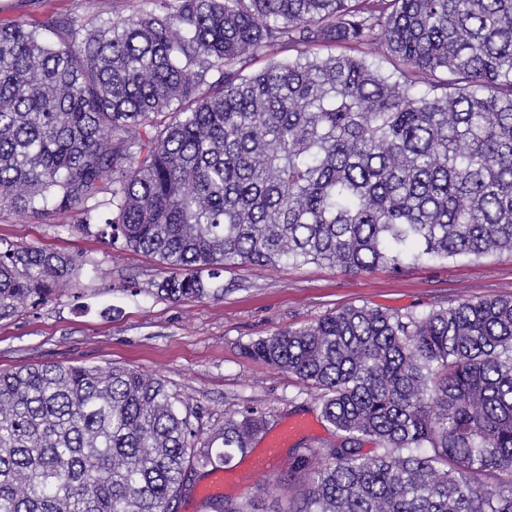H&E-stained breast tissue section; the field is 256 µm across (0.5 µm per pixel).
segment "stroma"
Listing matches in <instances>:
<instances>
[{"label": "stroma", "mask_w": 512, "mask_h": 512, "mask_svg": "<svg viewBox=\"0 0 512 512\" xmlns=\"http://www.w3.org/2000/svg\"><path fill=\"white\" fill-rule=\"evenodd\" d=\"M130 0H0V23L67 16L109 19ZM71 216L47 223L0 210V240L82 256L76 278L45 300L0 319V371L27 364L126 366L156 375L188 406L199 438L225 417L252 407L267 420L246 455L202 469L177 512H211L210 499L245 512H288L306 480L290 450L318 448L334 435L321 416L320 392L295 376L249 359L251 341L295 329L350 306L418 314L464 299L512 296V254L425 261L399 271L348 274L328 264L225 266L218 296L172 301L154 295L164 276L157 259L73 231ZM136 291H128V283Z\"/></svg>", "instance_id": "obj_1"}]
</instances>
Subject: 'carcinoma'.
I'll return each instance as SVG.
<instances>
[{"label":"carcinoma","mask_w":512,"mask_h":512,"mask_svg":"<svg viewBox=\"0 0 512 512\" xmlns=\"http://www.w3.org/2000/svg\"><path fill=\"white\" fill-rule=\"evenodd\" d=\"M141 2L0 24L1 206L77 211L172 300L217 295L228 264L512 252V0ZM85 265L1 240L0 319ZM244 354L320 390L336 435L299 456L297 512H512V298L348 307ZM177 402L127 367L1 371L0 512H170L266 425L236 412L201 442Z\"/></svg>","instance_id":"carcinoma-1"}]
</instances>
